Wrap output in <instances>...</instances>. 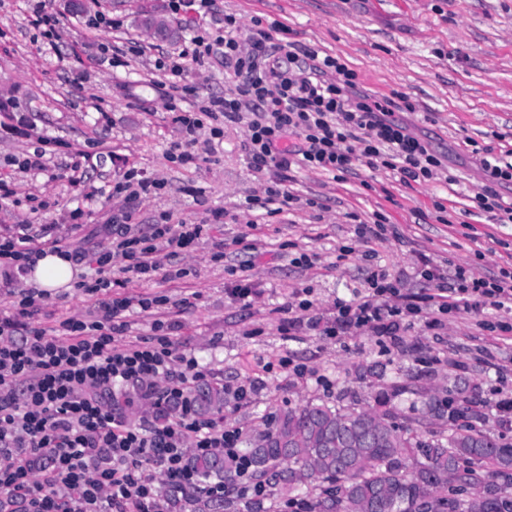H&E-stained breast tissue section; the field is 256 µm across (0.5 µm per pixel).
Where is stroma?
<instances>
[{
    "instance_id": "obj_1",
    "label": "stroma",
    "mask_w": 512,
    "mask_h": 512,
    "mask_svg": "<svg viewBox=\"0 0 512 512\" xmlns=\"http://www.w3.org/2000/svg\"><path fill=\"white\" fill-rule=\"evenodd\" d=\"M38 2L59 21L55 46L32 25ZM217 7L237 17L242 33L259 25L275 42L341 57L371 99L445 154L446 176L407 185L396 172L359 162L340 177L294 166L290 201L268 214L257 199L275 175L250 169L246 122L225 125L209 161L187 166L169 156L183 137L172 112L191 109L193 99L168 101L155 62L190 38L199 20L193 9L175 19L168 0H83L77 13L68 0H0V100H12L15 116L30 126L29 136L7 134L0 112V179L15 191L0 208V232L29 221L53 225L74 243L110 244L104 226L123 204L112 188L132 171L165 186L132 208L131 232L147 233L164 214L174 224H199L223 210V223L204 231L191 253L171 256L172 265L187 268L185 278L133 281L111 294L167 300L155 318L131 311L128 339L150 335L154 319L175 322L179 352L198 360L207 381L229 390L251 386L244 401L226 395L223 412L246 443L281 410L309 401L361 408L384 390L407 411L423 395L447 397L458 383L489 406L511 397L512 332L482 328L468 312L446 316L437 329L412 323L393 338L369 329L328 338L303 326L285 333L281 325L294 291L310 289L314 313L330 319L338 300L367 294L379 270L402 294L431 292L415 275L422 254L486 277L512 265V224L494 223L471 202L485 184L479 149L512 152V0H217ZM96 13L121 27H88ZM148 13L169 19L176 37H149L140 23ZM118 50L124 63L116 67ZM185 81L201 99L235 88L218 62L190 66ZM47 139L59 146L46 170L24 169ZM81 155L85 182L95 189L89 200L70 183L69 167ZM440 204L444 224L436 219ZM77 209L83 215L75 231L69 216ZM379 219L391 235L356 236V225ZM303 253L310 265L295 264ZM243 265L260 292L249 307L225 292L230 269ZM188 296L194 305L182 308ZM94 305L74 288L44 291L31 324L54 335L61 321L88 315Z\"/></svg>"
}]
</instances>
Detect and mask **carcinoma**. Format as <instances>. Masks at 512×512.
Returning a JSON list of instances; mask_svg holds the SVG:
<instances>
[{
  "label": "carcinoma",
  "instance_id": "obj_1",
  "mask_svg": "<svg viewBox=\"0 0 512 512\" xmlns=\"http://www.w3.org/2000/svg\"><path fill=\"white\" fill-rule=\"evenodd\" d=\"M201 414L224 410V386L202 382L191 394ZM466 396L448 400V426L423 441L410 416L384 393L367 407L308 402L282 412L274 425L241 454L253 477L272 489L270 505H241L224 498V512H272L281 491L293 495L300 512H512V442L481 425L482 415ZM201 485L219 479L232 485L235 460L191 455ZM167 512H208L203 498L180 489L166 492Z\"/></svg>",
  "mask_w": 512,
  "mask_h": 512
}]
</instances>
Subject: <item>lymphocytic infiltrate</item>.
Returning <instances> with one entry per match:
<instances>
[{
	"label": "lymphocytic infiltrate",
	"instance_id": "lymphocytic-infiltrate-1",
	"mask_svg": "<svg viewBox=\"0 0 512 512\" xmlns=\"http://www.w3.org/2000/svg\"><path fill=\"white\" fill-rule=\"evenodd\" d=\"M203 22L181 50L167 54L169 97L192 94L179 79L189 64L214 58L231 68L236 90L211 97L174 118L184 143L170 149L181 164L195 165L196 133L209 126L213 138L224 125L250 114L245 141L251 168L281 171L300 165L323 173H345L354 160L396 171L403 181L427 182L444 170L439 154L391 110L357 92V74L340 57L318 51L285 50L264 29L241 38L234 15L217 16L215 0H195ZM486 185L474 197L478 209L496 223H512V204L499 187L512 185V162L488 154L481 160ZM200 224H155L150 234L133 235L114 226L110 246L88 254L50 231L31 233L16 225L0 235V270L23 273L45 251L83 261L94 256L100 272L82 278L76 288L98 296L91 318H69L61 333L23 326L34 313L33 293H24L13 314L0 315V494L19 502L23 512H160L159 485L194 493L199 486L187 464L188 453L235 456L242 432L223 420L202 416L189 403L190 390L203 373L195 357L178 352L173 327L157 320L151 335L127 344L132 307L152 313L156 297L138 301L108 297L125 287V274L150 282L184 276L169 266L168 253L185 252L200 238ZM119 277H109L111 269ZM512 304V268L492 277L457 267L451 287L435 295L406 296L385 274H373L367 295L336 305L330 325L311 317V329L328 336L371 328L396 335L414 319L438 326L439 315L467 311L484 315L487 307ZM24 336H17V329ZM136 390L140 400L160 409L175 403L176 416L162 421L142 417L131 422L115 394Z\"/></svg>",
	"mask_w": 512,
	"mask_h": 512
}]
</instances>
